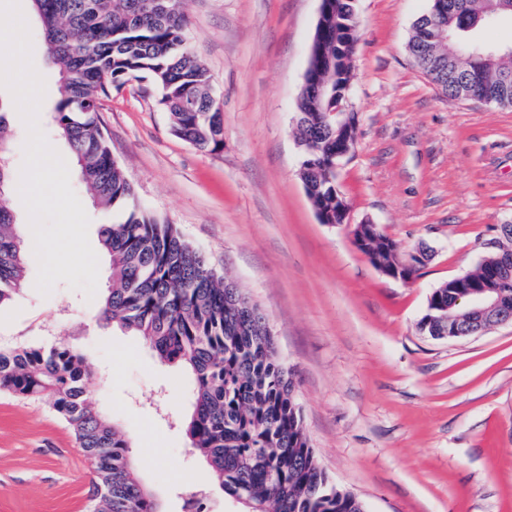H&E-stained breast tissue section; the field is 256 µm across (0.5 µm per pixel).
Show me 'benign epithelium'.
Segmentation results:
<instances>
[{
	"mask_svg": "<svg viewBox=\"0 0 512 512\" xmlns=\"http://www.w3.org/2000/svg\"><path fill=\"white\" fill-rule=\"evenodd\" d=\"M336 135L340 138L341 148L336 152V161L347 157L354 148L357 138L356 114L348 111V105H343V111L334 112ZM373 224L369 218L355 225L354 240L357 247L366 254L371 264L381 273L395 278L406 279L407 270L414 265V260L422 258V251L409 254V258H398L397 262L387 266L382 264L374 255L369 253L370 240L366 235L367 226ZM512 285V254L500 253L492 258L485 277L479 282L465 280L461 275L452 279L449 287L456 289L453 305L459 306V312L449 317L444 309L434 302H429L427 313L421 319V329L425 330L439 320L448 321V328L442 332V337L460 339L479 332H486L496 326L512 323V295L508 288Z\"/></svg>",
	"mask_w": 512,
	"mask_h": 512,
	"instance_id": "benign-epithelium-1",
	"label": "benign epithelium"
}]
</instances>
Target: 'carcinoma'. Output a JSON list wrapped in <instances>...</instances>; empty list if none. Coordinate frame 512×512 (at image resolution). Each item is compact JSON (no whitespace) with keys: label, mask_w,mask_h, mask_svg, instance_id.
<instances>
[{"label":"carcinoma","mask_w":512,"mask_h":512,"mask_svg":"<svg viewBox=\"0 0 512 512\" xmlns=\"http://www.w3.org/2000/svg\"><path fill=\"white\" fill-rule=\"evenodd\" d=\"M41 23L46 48L59 66L60 99L53 121L95 205L110 211L133 199L112 158L101 101L135 79L158 87L173 132L201 151L223 149V117L207 67L187 48L183 0H26ZM448 41L439 45V14L428 10L429 39L413 33L408 52L448 101L489 100L512 108V45L487 48L474 33L502 19L492 0H447ZM354 0H329L313 41L325 52L308 68L326 84L297 101L295 135L304 156L300 179L316 209L336 223L339 149L329 113L343 102L354 68L347 53L358 41ZM7 119L0 107V309L22 291L28 248L6 203L14 188L6 162ZM112 275L100 321L141 337L157 359L187 372L192 413L185 420L193 452L214 483L245 512H356L318 465L309 445L293 373L280 361L274 336L246 295L218 274L176 229L133 209L100 228ZM91 373L68 342L28 348L0 344V390L43 401L70 426L94 471L88 512H162L143 484L130 441L88 393Z\"/></svg>","instance_id":"carcinoma-1"}]
</instances>
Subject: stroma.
Instances as JSON below:
<instances>
[{"mask_svg":"<svg viewBox=\"0 0 512 512\" xmlns=\"http://www.w3.org/2000/svg\"><path fill=\"white\" fill-rule=\"evenodd\" d=\"M430 0H357L351 103L358 138L338 167L349 221L321 223L299 177L292 119L320 0H186L185 40L212 75L224 147L174 135L150 80L113 91L101 114L134 202L172 224L262 309L294 372L320 467L367 512H512V324L436 339L418 323L433 289L473 270L512 224V109L448 102L407 51ZM46 80L40 124L67 154L50 112L58 67L27 15ZM371 218L400 253L430 257L410 280L380 273L353 229ZM25 285L0 315V341L76 343L95 403L126 431L163 512H242L191 450L181 425L188 375L138 337L104 326L99 300L58 282ZM93 478L68 424L42 402L0 392V512H85Z\"/></svg>","mask_w":512,"mask_h":512,"instance_id":"stroma-1","label":"stroma"}]
</instances>
